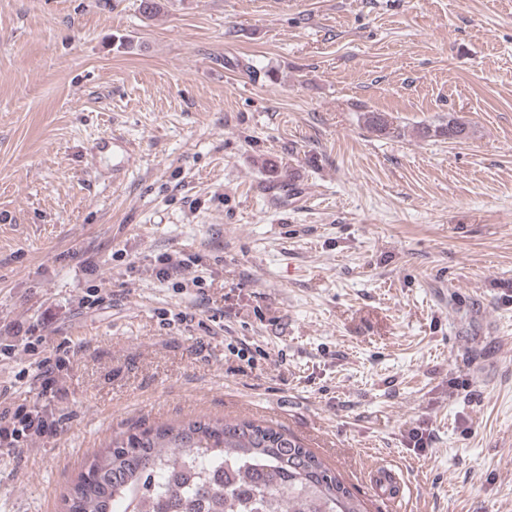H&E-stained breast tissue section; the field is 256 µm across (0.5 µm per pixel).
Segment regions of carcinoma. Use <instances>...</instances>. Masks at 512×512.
Here are the masks:
<instances>
[{"label": "carcinoma", "mask_w": 512, "mask_h": 512, "mask_svg": "<svg viewBox=\"0 0 512 512\" xmlns=\"http://www.w3.org/2000/svg\"><path fill=\"white\" fill-rule=\"evenodd\" d=\"M363 123L381 135L401 129L384 112ZM421 138L469 136L467 123L416 128ZM268 178L284 166L260 159ZM66 512H364L336 474L292 434L258 420L199 417L111 436L84 463L64 498Z\"/></svg>", "instance_id": "1"}]
</instances>
